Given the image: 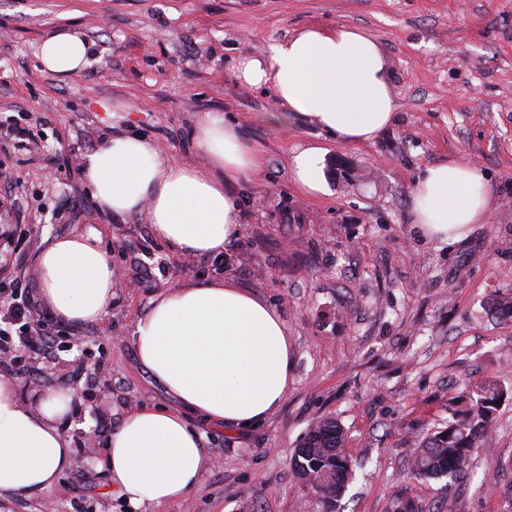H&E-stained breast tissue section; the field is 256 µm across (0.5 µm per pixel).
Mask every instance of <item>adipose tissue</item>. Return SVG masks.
Returning <instances> with one entry per match:
<instances>
[{"label":"adipose tissue","mask_w":512,"mask_h":512,"mask_svg":"<svg viewBox=\"0 0 512 512\" xmlns=\"http://www.w3.org/2000/svg\"><path fill=\"white\" fill-rule=\"evenodd\" d=\"M37 57L47 72L66 77L87 65L90 49L77 34L53 33ZM237 73L249 86L273 90L270 124L303 120L346 144L374 142L400 109L384 51L358 27H305L271 44L266 56H242ZM198 145L202 164H180L144 137L115 135L84 155L83 177L101 211L146 214L173 251L215 256L241 234L230 188L256 173L264 156L217 112L200 121ZM324 157L317 145L290 154L292 181L307 195L330 192ZM410 196L420 233L440 243L461 241L491 208L481 167L466 161L425 166ZM35 262L42 302L58 317L84 323L104 314L115 280L96 229L51 241ZM132 340L140 363L179 403L133 408L107 438L102 464L112 489L141 512L185 497L200 479L206 450L187 414L232 430L261 424L288 392L292 350L281 313L221 276L160 292ZM71 408L69 391H46L30 406L0 380V491L34 493L57 482L71 463L60 428Z\"/></svg>","instance_id":"obj_1"}]
</instances>
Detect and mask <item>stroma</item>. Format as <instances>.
Wrapping results in <instances>:
<instances>
[{
  "mask_svg": "<svg viewBox=\"0 0 512 512\" xmlns=\"http://www.w3.org/2000/svg\"><path fill=\"white\" fill-rule=\"evenodd\" d=\"M356 26L381 44L400 103L377 141L347 145L297 122L265 119L271 90L236 75L242 54L300 29ZM90 45L88 65L61 79L36 56L50 33ZM237 121L260 147L263 168L238 198L240 237L224 255L184 257L155 238L144 216L102 212L78 157L117 132L138 133L178 162L197 163L200 120ZM32 131L0 150L17 174L0 233L34 234L37 252L58 237L95 228L117 285L105 315L76 325L57 363L25 355L9 374L22 402L70 388L68 364L90 352L100 368L91 398L63 423L73 465L34 494L0 492V512H131L98 465L104 447L81 441L119 424L136 406L176 408L144 370L131 336L160 290L217 275L282 314L292 346V381L261 425L229 432L188 415L209 463L183 499L156 512H317L291 456L306 431L336 421L352 467L340 512H503L512 480V0H0V126ZM316 142L345 170L328 173L331 193L311 198L291 182L288 157ZM457 158L480 165L491 191L487 223L464 242L437 245L414 224L410 192L425 165ZM507 392L470 454L472 482L412 480L411 450L470 407L480 382Z\"/></svg>",
  "mask_w": 512,
  "mask_h": 512,
  "instance_id": "obj_1",
  "label": "stroma"
}]
</instances>
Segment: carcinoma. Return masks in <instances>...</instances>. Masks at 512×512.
Wrapping results in <instances>:
<instances>
[{"instance_id":"carcinoma-1","label":"carcinoma","mask_w":512,"mask_h":512,"mask_svg":"<svg viewBox=\"0 0 512 512\" xmlns=\"http://www.w3.org/2000/svg\"><path fill=\"white\" fill-rule=\"evenodd\" d=\"M475 393L477 399L467 418L427 437L414 449L413 478L468 477L469 452L487 434L503 389L489 382L478 386ZM292 463L298 478L312 490L321 512H339L350 464L336 422L323 420L309 429L294 449Z\"/></svg>"}]
</instances>
